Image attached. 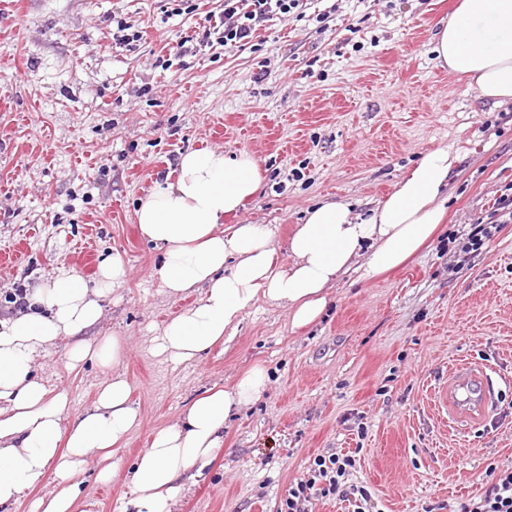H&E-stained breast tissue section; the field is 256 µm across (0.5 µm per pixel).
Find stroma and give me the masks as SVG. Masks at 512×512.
Wrapping results in <instances>:
<instances>
[{
    "mask_svg": "<svg viewBox=\"0 0 512 512\" xmlns=\"http://www.w3.org/2000/svg\"><path fill=\"white\" fill-rule=\"evenodd\" d=\"M459 0H307L253 45L219 34L179 44L224 0H0V318L14 288L63 272L93 283L120 254L123 283L91 340L123 339L119 365L140 410L121 450L133 462L151 433L212 387L262 364L269 383L236 412L224 449L188 482L175 512H278L316 455L355 452L349 480L379 512H459L489 469L512 467V105L478 99L440 67L435 35ZM141 40L126 43L128 30ZM462 149L442 198L447 217L407 266L329 290L315 324L292 329L259 302L233 336L177 364L152 350L166 321L199 297L169 296L162 250L136 222L140 199L175 182L190 151L253 156L260 192L229 216L266 224L280 257L310 207L340 200L369 215L426 153ZM492 230L484 244L471 238ZM488 376L493 411L448 428L450 367ZM72 414L92 406L109 369L36 358ZM126 472L83 477V512H119Z\"/></svg>",
    "mask_w": 512,
    "mask_h": 512,
    "instance_id": "35a3bbf8",
    "label": "stroma"
}]
</instances>
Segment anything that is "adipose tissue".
<instances>
[{
	"label": "adipose tissue",
	"instance_id": "ef3b65f1",
	"mask_svg": "<svg viewBox=\"0 0 512 512\" xmlns=\"http://www.w3.org/2000/svg\"><path fill=\"white\" fill-rule=\"evenodd\" d=\"M433 51L451 72L466 76L480 98L512 103V0H462L439 29ZM460 158L451 146L428 152L370 216L341 201L308 210L285 263L267 225L224 224L225 215L259 192L256 160L220 150L183 155L176 182L155 190L136 211L143 234L164 248L158 275L166 293L201 291L193 306L164 324L156 351L175 363L196 361L262 300L287 310L292 328L312 325L339 276L358 269L363 278L376 277L426 245L444 218L438 199ZM124 276L117 254L101 261L92 288L76 274L60 273L33 291L26 312L0 319V512L49 478L53 491L36 499L31 512H76L77 476L89 463H96L102 481L125 466L119 449L139 410L117 370L122 339L86 336ZM61 340L67 367L93 361L114 369L92 409L75 416L67 394L49 390L34 368ZM267 382L266 369L254 365L232 389L206 391L177 424L156 430L130 467L133 491L120 512H173L186 481L202 476L223 449L233 412L260 400Z\"/></svg>",
	"mask_w": 512,
	"mask_h": 512
}]
</instances>
